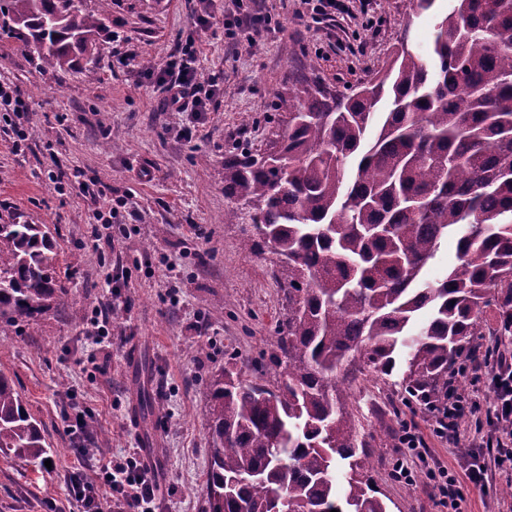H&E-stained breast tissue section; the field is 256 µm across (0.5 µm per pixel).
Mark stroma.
I'll return each mask as SVG.
<instances>
[{
    "instance_id": "stroma-1",
    "label": "stroma",
    "mask_w": 512,
    "mask_h": 512,
    "mask_svg": "<svg viewBox=\"0 0 512 512\" xmlns=\"http://www.w3.org/2000/svg\"><path fill=\"white\" fill-rule=\"evenodd\" d=\"M450 7L436 0L417 13L412 0H351L348 12L323 13L302 0H244L240 10L213 0L215 24L201 31L194 25L200 0H112L96 50L61 77L0 34V81L18 85L31 109L24 151L14 152L11 130L0 127V217L49 225L56 276L67 290L62 305L0 336V372L38 420L51 461L26 465L1 450L0 512H69L65 476L78 464L68 432L72 391L88 414L96 458L145 449L162 486L161 512H205L203 388L228 361L257 380L284 313L270 254L245 249L240 225L224 221L232 204L224 161L244 148L265 149L281 130L274 105L300 77L312 72L324 87L350 91L386 67L400 36L425 54ZM241 10L271 16L258 44L225 38V22ZM190 37L201 76L224 88L196 119L163 111L162 89L145 75ZM191 121L196 133L187 140L181 130ZM58 168L81 170L101 194L76 186L58 193L48 178ZM110 207L121 231L92 249L93 215ZM134 241L143 251H130ZM97 309L115 313L104 337L90 321ZM401 379L397 369L356 380L347 400L368 445V475L388 512H448L434 467L461 474L459 451L474 442L493 460L512 432L464 428L459 443L438 438L431 417L402 400ZM144 393L153 403L147 420ZM406 426L430 455L408 484L392 476Z\"/></svg>"
}]
</instances>
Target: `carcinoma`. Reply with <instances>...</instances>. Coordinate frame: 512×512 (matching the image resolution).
Returning a JSON list of instances; mask_svg holds the SVG:
<instances>
[{"mask_svg": "<svg viewBox=\"0 0 512 512\" xmlns=\"http://www.w3.org/2000/svg\"><path fill=\"white\" fill-rule=\"evenodd\" d=\"M111 0H0V32L71 71L96 49ZM428 58L337 97L305 80L279 99L268 155L224 160V195L251 250L269 249L285 314L262 383L230 367L203 391L206 512H388L346 410L352 382L404 368L412 399L448 396V372L493 332L512 335V0H451ZM457 264L427 284L448 233ZM49 226L0 224V335L63 303ZM44 464L36 419L0 371V450Z\"/></svg>", "mask_w": 512, "mask_h": 512, "instance_id": "cac0c4a2", "label": "carcinoma"}]
</instances>
